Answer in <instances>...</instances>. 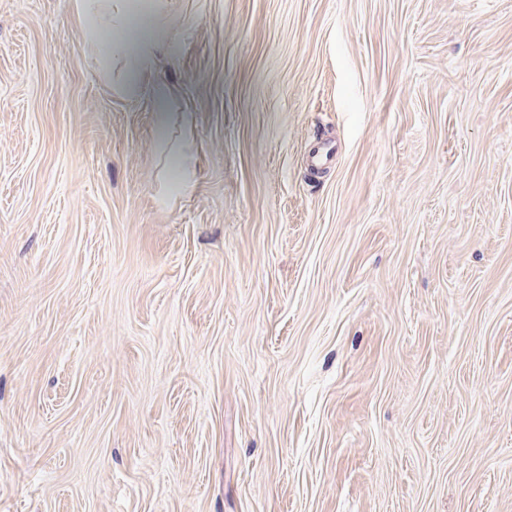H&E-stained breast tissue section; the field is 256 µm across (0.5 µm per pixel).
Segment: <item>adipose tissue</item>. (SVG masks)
I'll return each mask as SVG.
<instances>
[{
	"label": "adipose tissue",
	"instance_id": "ef3b65f1",
	"mask_svg": "<svg viewBox=\"0 0 512 512\" xmlns=\"http://www.w3.org/2000/svg\"><path fill=\"white\" fill-rule=\"evenodd\" d=\"M77 8L86 21L89 50L100 56L122 54L128 62L125 87L134 90L165 37L161 16L135 13L130 0H78Z\"/></svg>",
	"mask_w": 512,
	"mask_h": 512
}]
</instances>
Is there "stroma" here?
Returning <instances> with one entry per match:
<instances>
[{"mask_svg":"<svg viewBox=\"0 0 512 512\" xmlns=\"http://www.w3.org/2000/svg\"><path fill=\"white\" fill-rule=\"evenodd\" d=\"M135 2L0 0V512H512V0ZM78 11L86 21L88 49L99 56L121 53L128 62L125 87L133 91L140 72L164 39V20L156 12L140 15L128 0H78ZM108 37L102 40L101 32Z\"/></svg>","mask_w":512,"mask_h":512,"instance_id":"1","label":"stroma"}]
</instances>
